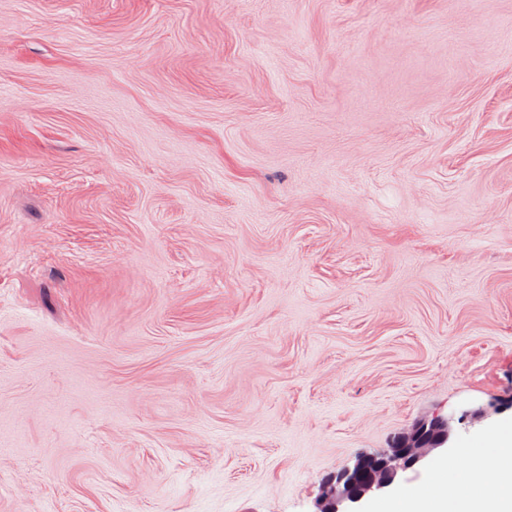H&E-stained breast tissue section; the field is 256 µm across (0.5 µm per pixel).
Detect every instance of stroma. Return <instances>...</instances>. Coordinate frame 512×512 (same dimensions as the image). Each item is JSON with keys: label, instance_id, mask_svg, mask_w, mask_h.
Segmentation results:
<instances>
[{"label": "stroma", "instance_id": "obj_1", "mask_svg": "<svg viewBox=\"0 0 512 512\" xmlns=\"http://www.w3.org/2000/svg\"><path fill=\"white\" fill-rule=\"evenodd\" d=\"M512 428V0H0V512H316ZM453 421L454 418L448 416L421 420L387 450L357 456L352 466L325 484L318 512H358L339 510L338 506L345 502L357 503L368 493L387 488L400 473L414 469L433 450L444 448L453 431ZM365 460L371 461L374 469L358 483L355 475Z\"/></svg>", "mask_w": 512, "mask_h": 512}]
</instances>
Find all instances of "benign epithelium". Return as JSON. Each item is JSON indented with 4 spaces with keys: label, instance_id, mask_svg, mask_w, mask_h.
<instances>
[{
    "label": "benign epithelium",
    "instance_id": "benign-epithelium-1",
    "mask_svg": "<svg viewBox=\"0 0 512 512\" xmlns=\"http://www.w3.org/2000/svg\"><path fill=\"white\" fill-rule=\"evenodd\" d=\"M454 418L435 416L417 422L409 432L379 453H365L327 482L319 512H341L339 505L357 503L370 492L390 486L396 477L413 469L433 450L448 444Z\"/></svg>",
    "mask_w": 512,
    "mask_h": 512
}]
</instances>
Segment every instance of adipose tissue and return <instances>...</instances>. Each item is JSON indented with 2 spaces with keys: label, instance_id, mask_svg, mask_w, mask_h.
<instances>
[{
  "label": "adipose tissue",
  "instance_id": "adipose-tissue-1",
  "mask_svg": "<svg viewBox=\"0 0 512 512\" xmlns=\"http://www.w3.org/2000/svg\"><path fill=\"white\" fill-rule=\"evenodd\" d=\"M485 470L493 482L482 479ZM375 512H512V433L488 436L469 466L439 460L425 487L399 491Z\"/></svg>",
  "mask_w": 512,
  "mask_h": 512
}]
</instances>
